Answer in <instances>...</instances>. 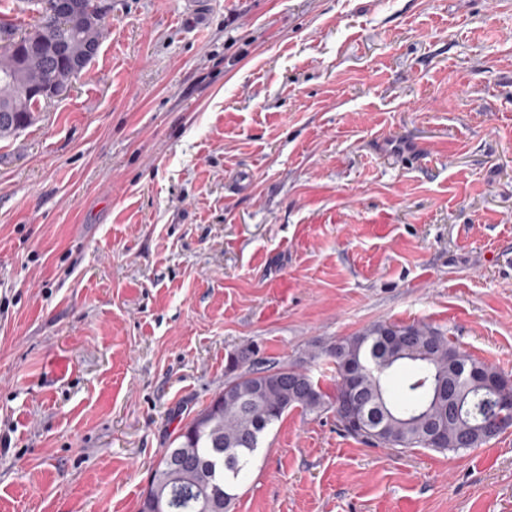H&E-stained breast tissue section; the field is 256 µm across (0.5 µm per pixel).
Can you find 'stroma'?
I'll use <instances>...</instances> for the list:
<instances>
[{
	"instance_id": "1",
	"label": "stroma",
	"mask_w": 512,
	"mask_h": 512,
	"mask_svg": "<svg viewBox=\"0 0 512 512\" xmlns=\"http://www.w3.org/2000/svg\"><path fill=\"white\" fill-rule=\"evenodd\" d=\"M107 6L0 140V512H138L247 348L327 388L425 324L512 377V0ZM232 512H512V429L397 455L295 408Z\"/></svg>"
}]
</instances>
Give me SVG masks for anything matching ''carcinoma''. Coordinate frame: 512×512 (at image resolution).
Segmentation results:
<instances>
[{
	"mask_svg": "<svg viewBox=\"0 0 512 512\" xmlns=\"http://www.w3.org/2000/svg\"><path fill=\"white\" fill-rule=\"evenodd\" d=\"M50 0H24L39 14L26 45L14 46L15 25L0 21V137L17 133L46 104L41 91L68 86L92 58L87 44H101L104 21L86 26L95 0H80V13L64 23L49 16ZM332 391L300 370L250 366L233 373L224 391L191 420L152 471L139 512L159 501L165 512H230L236 490L259 451L264 431L290 409L314 413L332 407L343 432L374 448L405 452L427 448L453 452L479 448L496 436L481 425L499 406L512 407V385L500 388L502 403L488 399V376L505 374L455 346L426 325L375 323L341 337L324 351ZM403 370L396 393L391 375Z\"/></svg>",
	"mask_w": 512,
	"mask_h": 512,
	"instance_id": "carcinoma-1",
	"label": "carcinoma"
}]
</instances>
